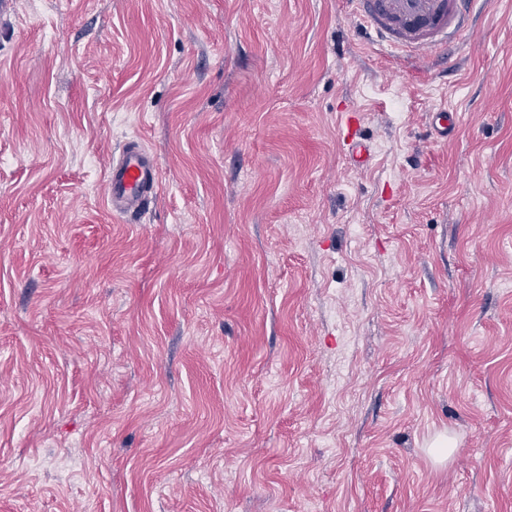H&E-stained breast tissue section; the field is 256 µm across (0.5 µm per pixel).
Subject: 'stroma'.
<instances>
[{
    "label": "stroma",
    "instance_id": "obj_1",
    "mask_svg": "<svg viewBox=\"0 0 512 512\" xmlns=\"http://www.w3.org/2000/svg\"><path fill=\"white\" fill-rule=\"evenodd\" d=\"M17 2L0 512H512V0L421 58L342 0ZM361 115L356 110L345 113L341 128V149L345 158L354 168L367 166L374 157L373 143L360 130ZM160 181L158 160L136 140L125 143L121 159L108 166L105 180L108 204L120 215L146 210Z\"/></svg>",
    "mask_w": 512,
    "mask_h": 512
}]
</instances>
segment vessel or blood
<instances>
[{"mask_svg":"<svg viewBox=\"0 0 512 512\" xmlns=\"http://www.w3.org/2000/svg\"><path fill=\"white\" fill-rule=\"evenodd\" d=\"M473 0H346L376 37L410 53L441 49L449 39L466 37L464 19ZM361 116L350 111L341 128V149L349 164L367 166L374 157L372 142L360 130ZM160 181L157 159L135 140L127 141L121 158L107 169L105 188L113 213L135 214L153 203Z\"/></svg>","mask_w":512,"mask_h":512,"instance_id":"b4317fda","label":"vessel or blood"}]
</instances>
